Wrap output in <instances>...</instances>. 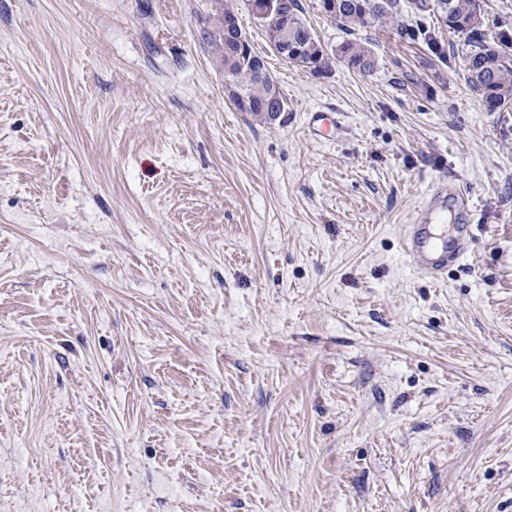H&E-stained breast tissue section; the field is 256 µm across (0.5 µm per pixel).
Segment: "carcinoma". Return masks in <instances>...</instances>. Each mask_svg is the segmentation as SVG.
<instances>
[{
    "instance_id": "cac0c4a2",
    "label": "carcinoma",
    "mask_w": 512,
    "mask_h": 512,
    "mask_svg": "<svg viewBox=\"0 0 512 512\" xmlns=\"http://www.w3.org/2000/svg\"><path fill=\"white\" fill-rule=\"evenodd\" d=\"M213 20L201 28L203 42L210 49L219 67L227 73L234 91L233 102L243 97L250 103L248 112L258 121H270L265 111L267 103L285 111L284 101L274 85L258 67V58L252 52H239L233 41L224 35V0H213ZM332 19L352 32L367 28L397 7L394 0H335ZM448 30L464 36V71L468 85L482 97L490 112L512 107V32L502 29L495 37H488V17L484 0H436ZM288 30L267 28L270 45L281 49L283 36H288V54L299 60V65L312 73L329 67L330 56L307 23L300 0H288ZM338 57L356 71L367 73L374 69L373 51L359 41H347L339 49Z\"/></svg>"
}]
</instances>
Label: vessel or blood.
I'll use <instances>...</instances> for the list:
<instances>
[{
	"instance_id": "obj_1",
	"label": "vessel or blood",
	"mask_w": 512,
	"mask_h": 512,
	"mask_svg": "<svg viewBox=\"0 0 512 512\" xmlns=\"http://www.w3.org/2000/svg\"><path fill=\"white\" fill-rule=\"evenodd\" d=\"M310 123L321 138L330 137L341 127L334 113H311ZM475 244L476 226L469 196L455 180L435 181L422 196L410 224L403 227V254L416 271L439 279L448 269L461 266L473 254Z\"/></svg>"
}]
</instances>
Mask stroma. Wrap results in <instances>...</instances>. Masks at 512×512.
Listing matches in <instances>:
<instances>
[{
	"label": "stroma",
	"mask_w": 512,
	"mask_h": 512,
	"mask_svg": "<svg viewBox=\"0 0 512 512\" xmlns=\"http://www.w3.org/2000/svg\"><path fill=\"white\" fill-rule=\"evenodd\" d=\"M229 101L212 0H0V512H512V109L434 5ZM338 112L332 141L308 131ZM475 253L400 231L435 180ZM337 56L346 65L356 71L367 73L373 71L375 56L373 51L359 41H347L339 49ZM473 223V206L461 185L450 178L437 180L422 196L410 224L404 225L401 250L416 271L442 278L473 254Z\"/></svg>",
	"instance_id": "35a3bbf8"
}]
</instances>
